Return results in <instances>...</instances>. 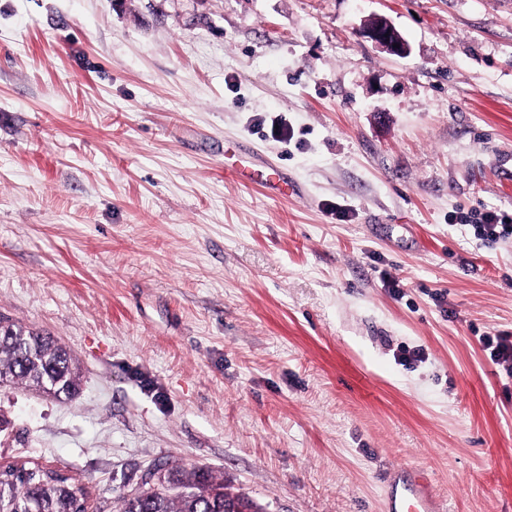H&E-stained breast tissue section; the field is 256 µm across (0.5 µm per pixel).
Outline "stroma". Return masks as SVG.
Wrapping results in <instances>:
<instances>
[{
	"instance_id": "1",
	"label": "stroma",
	"mask_w": 512,
	"mask_h": 512,
	"mask_svg": "<svg viewBox=\"0 0 512 512\" xmlns=\"http://www.w3.org/2000/svg\"><path fill=\"white\" fill-rule=\"evenodd\" d=\"M489 210L512 0H0V317L82 371L67 401L0 387V463L101 512L165 462L266 512H385L413 468L441 512H512L483 343L512 337V239L461 220ZM364 33L376 46L389 54L396 56L408 54L409 48L406 41L386 16H376L366 27ZM394 43L399 44V48L393 47ZM232 175L244 181H261L265 182L266 187L272 191L281 190L282 178L279 172L274 174H266L262 170L255 169L251 166L244 165L230 171Z\"/></svg>"
}]
</instances>
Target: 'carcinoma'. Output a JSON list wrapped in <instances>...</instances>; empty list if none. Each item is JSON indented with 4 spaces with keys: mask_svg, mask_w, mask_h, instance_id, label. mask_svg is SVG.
<instances>
[{
    "mask_svg": "<svg viewBox=\"0 0 512 512\" xmlns=\"http://www.w3.org/2000/svg\"><path fill=\"white\" fill-rule=\"evenodd\" d=\"M81 373L58 338L43 330L5 322L0 329V385L20 383L50 396L74 397ZM167 487L163 494L125 496L123 512H264V507L233 491L224 480L200 467L156 465ZM88 495L74 494V481L31 473L24 464L4 466L0 512H87Z\"/></svg>",
    "mask_w": 512,
    "mask_h": 512,
    "instance_id": "cac0c4a2",
    "label": "carcinoma"
}]
</instances>
